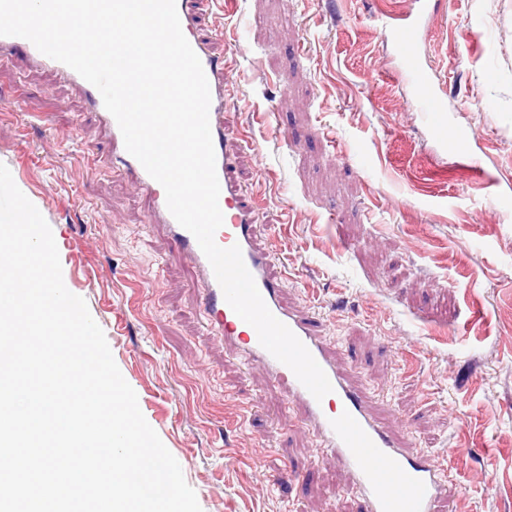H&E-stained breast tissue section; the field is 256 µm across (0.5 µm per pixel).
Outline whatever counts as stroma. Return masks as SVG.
<instances>
[{
    "mask_svg": "<svg viewBox=\"0 0 512 512\" xmlns=\"http://www.w3.org/2000/svg\"><path fill=\"white\" fill-rule=\"evenodd\" d=\"M197 32L284 305L312 313L395 439L454 486L434 512H512V0H438L420 53L496 192L442 153L380 25L412 0H237ZM79 85L0 57V163L52 229L202 512H364L285 390L204 325L194 270L109 161Z\"/></svg>",
    "mask_w": 512,
    "mask_h": 512,
    "instance_id": "obj_1",
    "label": "stroma"
}]
</instances>
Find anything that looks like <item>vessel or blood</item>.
I'll use <instances>...</instances> for the list:
<instances>
[{"mask_svg": "<svg viewBox=\"0 0 512 512\" xmlns=\"http://www.w3.org/2000/svg\"><path fill=\"white\" fill-rule=\"evenodd\" d=\"M176 6L183 33L199 57L210 86L209 118L220 184L218 204L224 217L215 240L224 248L239 245L244 263L270 311L302 341L323 369L333 387L323 400H316L289 367L260 345L257 333H241L243 321L226 302L195 237L169 212L163 187L126 151L120 129L105 109L99 91L65 64L43 55L26 39L0 36V52L27 57L81 85L87 104L112 141L115 168L125 173L136 188L152 196L155 221L167 227L174 245L195 267L208 330L241 343L248 359L266 368L298 400L304 423L319 434L327 453L352 474L353 489L365 502L367 512H433L436 500L452 489L450 472L434 459L395 441L392 433L371 414L367 396L338 370L313 317L290 311L281 300L278 284L269 279L270 256L254 240L256 211L243 204L242 189L233 177L234 162L228 148L229 138L224 133V59L194 32L198 0H176ZM432 8V0H414L409 12L393 18L390 32L398 47L399 67L412 102L429 134L441 150L463 153L470 136L452 124L448 96L434 83L419 52V41Z\"/></svg>", "mask_w": 512, "mask_h": 512, "instance_id": "b4317fda", "label": "vessel or blood"}]
</instances>
